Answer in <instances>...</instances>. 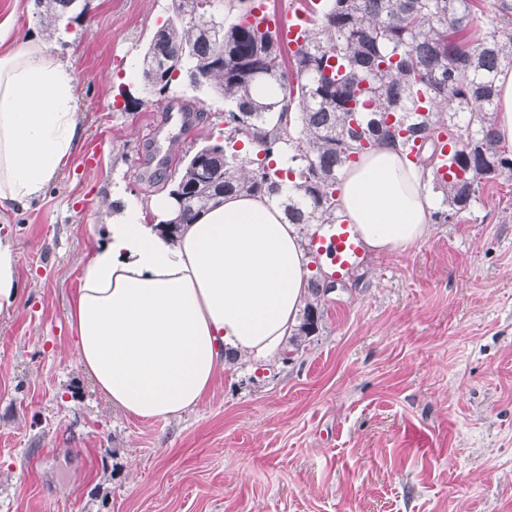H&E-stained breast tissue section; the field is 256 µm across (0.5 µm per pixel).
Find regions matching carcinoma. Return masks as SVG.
I'll list each match as a JSON object with an SVG mask.
<instances>
[{
  "label": "carcinoma",
  "instance_id": "carcinoma-1",
  "mask_svg": "<svg viewBox=\"0 0 512 512\" xmlns=\"http://www.w3.org/2000/svg\"><path fill=\"white\" fill-rule=\"evenodd\" d=\"M201 2L172 0L173 20L155 32L142 60L145 89L172 88L173 77L149 85L167 55L228 103L224 145L211 146L214 163L198 167L190 158L175 180L188 198L178 223L165 225L170 235L226 195L265 197L291 224H334L342 170L380 142L401 143L431 168L450 208L435 213L440 224L472 205L482 180L512 177V156L493 119L497 75L512 67V0H496L477 41L466 37L474 0H332L316 32H302L288 58L264 18L249 12L231 22ZM204 13L219 30L198 28ZM263 79L278 82L284 98L254 100L252 87ZM241 137L264 154L252 167L235 150ZM285 148L290 166H270V156ZM322 288L311 280L314 299L304 307L301 333L318 328Z\"/></svg>",
  "mask_w": 512,
  "mask_h": 512
}]
</instances>
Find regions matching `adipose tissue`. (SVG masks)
<instances>
[{
    "label": "adipose tissue",
    "mask_w": 512,
    "mask_h": 512,
    "mask_svg": "<svg viewBox=\"0 0 512 512\" xmlns=\"http://www.w3.org/2000/svg\"><path fill=\"white\" fill-rule=\"evenodd\" d=\"M0 207L44 194L78 139L75 77L48 44L0 22ZM337 213L369 248L424 242L437 204L421 166L382 144L348 166ZM169 197L114 212L88 252L70 324L79 361L113 408L142 420L196 407L227 351L262 363L291 336L308 293L298 225L266 199L228 195L160 226Z\"/></svg>",
    "instance_id": "1"
}]
</instances>
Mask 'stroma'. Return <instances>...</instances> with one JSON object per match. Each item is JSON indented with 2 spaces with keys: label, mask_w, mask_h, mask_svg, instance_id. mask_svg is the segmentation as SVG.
I'll list each match as a JSON object with an SVG mask.
<instances>
[{
  "label": "stroma",
  "mask_w": 512,
  "mask_h": 512,
  "mask_svg": "<svg viewBox=\"0 0 512 512\" xmlns=\"http://www.w3.org/2000/svg\"><path fill=\"white\" fill-rule=\"evenodd\" d=\"M306 29L326 0H237ZM171 0H86L0 20L48 39L74 73L79 138L44 196L0 208L21 294L0 313V512H512V177L407 251L366 252L290 358L225 361L196 409L112 410L69 316L114 207L167 194L224 141V101L143 95Z\"/></svg>",
  "instance_id": "stroma-1"
}]
</instances>
